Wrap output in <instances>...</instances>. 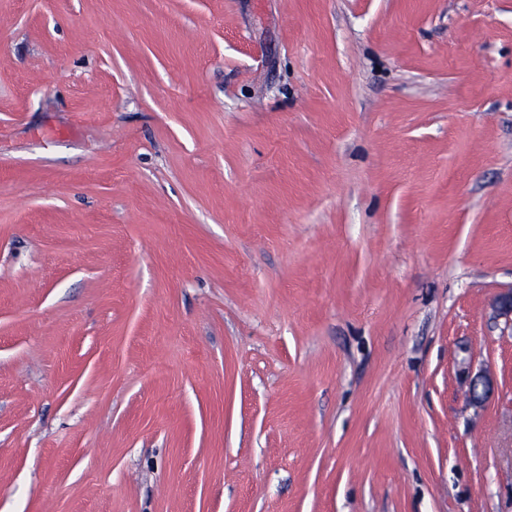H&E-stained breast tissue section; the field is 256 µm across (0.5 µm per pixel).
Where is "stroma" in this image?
<instances>
[{
    "mask_svg": "<svg viewBox=\"0 0 512 512\" xmlns=\"http://www.w3.org/2000/svg\"><path fill=\"white\" fill-rule=\"evenodd\" d=\"M511 287L512 0H0V512H512Z\"/></svg>",
    "mask_w": 512,
    "mask_h": 512,
    "instance_id": "stroma-1",
    "label": "stroma"
}]
</instances>
